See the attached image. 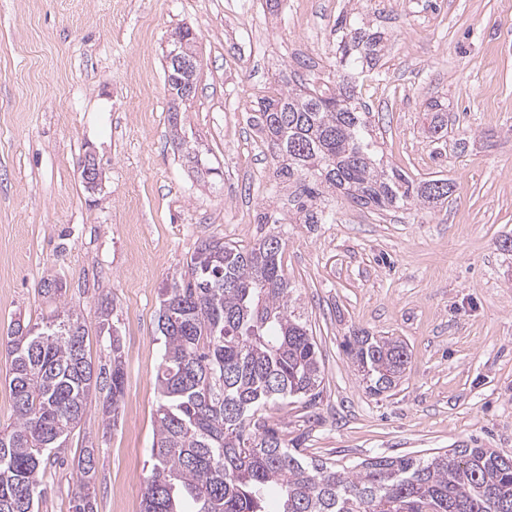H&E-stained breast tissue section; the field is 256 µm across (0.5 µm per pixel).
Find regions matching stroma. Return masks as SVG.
<instances>
[{
    "label": "stroma",
    "instance_id": "stroma-1",
    "mask_svg": "<svg viewBox=\"0 0 512 512\" xmlns=\"http://www.w3.org/2000/svg\"><path fill=\"white\" fill-rule=\"evenodd\" d=\"M384 34L360 81L383 160L446 178L435 209L376 216L326 194V224H263L288 186L251 121L268 85L336 69L339 16ZM192 29L201 60L187 111L171 116L162 50ZM448 104L449 146L424 109ZM185 132L183 146L171 124ZM467 138L465 150L453 140ZM102 172L85 189L80 162ZM281 235L284 270L322 364L309 408L272 421L308 455L353 465L373 455L478 446L512 455V0H0V339L63 307L85 320L87 352L113 305L125 391L103 427L93 394L66 448L51 453L39 512H71L85 439L97 444L95 512H140L151 472L163 354L159 290L200 240L248 245ZM62 283L59 297L40 291ZM407 344L397 388L371 394L341 347L358 330Z\"/></svg>",
    "mask_w": 512,
    "mask_h": 512
}]
</instances>
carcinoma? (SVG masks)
<instances>
[{"label":"carcinoma","mask_w":512,"mask_h":512,"mask_svg":"<svg viewBox=\"0 0 512 512\" xmlns=\"http://www.w3.org/2000/svg\"><path fill=\"white\" fill-rule=\"evenodd\" d=\"M336 67L372 68L383 36L336 19ZM254 122L275 149L276 173L288 179V219L328 221L323 197L337 190L359 208L407 205L434 209L448 200L447 179L415 181L384 169L371 112L356 84L331 87L311 72L296 92L275 81L254 106ZM428 129L448 135L447 106H426ZM285 242L270 233L251 246L206 238L186 269L163 284L157 326L164 351L157 373L155 459L141 512H266L270 490L278 512H512V456L491 448H450L428 458L374 456L352 466L305 454L266 415L295 399L310 407L322 383L317 343L298 311L283 270ZM99 329L112 336L110 364L86 352L83 317L65 309L33 325L16 323L4 345L15 419L0 428V512H37L45 454L66 447L91 393L106 392L110 424L124 395L118 328L108 307ZM367 389H395L409 363L406 344L358 331L345 339ZM97 447L83 449V486L95 474Z\"/></svg>","instance_id":"carcinoma-1"}]
</instances>
